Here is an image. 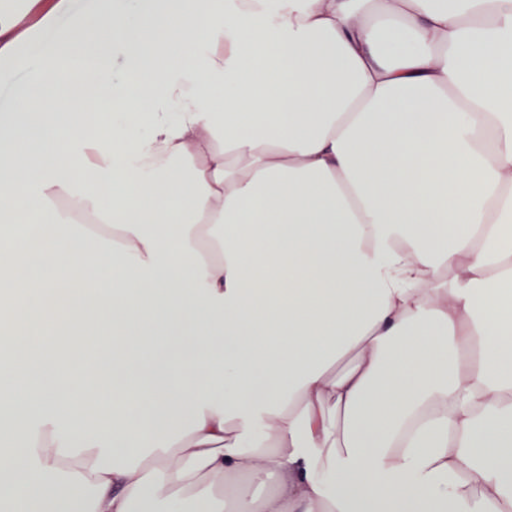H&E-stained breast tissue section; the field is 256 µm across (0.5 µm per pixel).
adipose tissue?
<instances>
[{
	"label": "adipose tissue",
	"instance_id": "1",
	"mask_svg": "<svg viewBox=\"0 0 512 512\" xmlns=\"http://www.w3.org/2000/svg\"><path fill=\"white\" fill-rule=\"evenodd\" d=\"M124 7L0 112V512H512V0Z\"/></svg>",
	"mask_w": 512,
	"mask_h": 512
}]
</instances>
